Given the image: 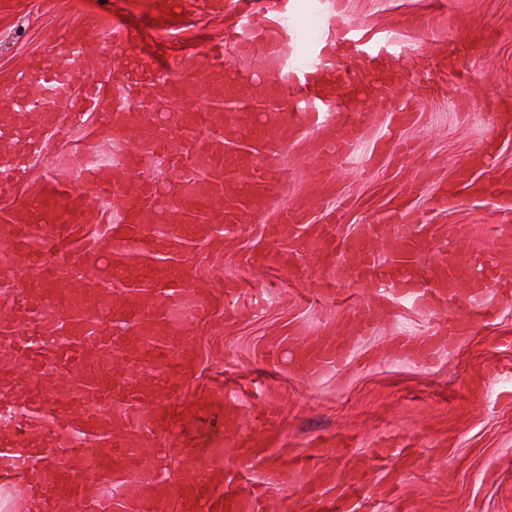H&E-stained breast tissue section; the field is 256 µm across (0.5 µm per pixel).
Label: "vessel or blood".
Listing matches in <instances>:
<instances>
[{
  "mask_svg": "<svg viewBox=\"0 0 512 512\" xmlns=\"http://www.w3.org/2000/svg\"><path fill=\"white\" fill-rule=\"evenodd\" d=\"M293 13L292 0L247 10L223 38L203 49L197 63L186 53L165 60L132 53L130 66L115 81L93 69L88 45L113 37L130 51L133 35L116 12L101 8L81 30L53 40L46 55L0 87L15 111L42 114L47 130L41 136L25 120L0 122V140L16 146L14 156L0 158V195L18 196L14 205L0 209V234L9 242L0 251V475L22 483L38 471L45 481L39 499H24L19 512H167L173 500L181 512H265L270 490L297 487L316 471L322 449L269 464L259 445L245 440L236 450L240 470L260 474L250 490L228 475L219 496L204 481L179 488L160 482L153 493L136 494L143 463L156 448L202 464L223 447L230 402L224 384L178 411L170 410L167 398L185 373L183 352L192 324L215 303L236 312L243 302L238 281L228 278L223 292L202 290L186 313L162 305L196 277L182 259L188 246L201 240L208 249H221L224 239L216 224L263 214L271 168L304 135L318 136L327 167L355 164L364 124L352 103L362 96L391 98L394 77L404 74L410 90L388 112L370 151L374 158L385 155L393 132L409 126L418 103L438 93L447 67L465 66L486 39L443 44L421 64L412 55L419 41L413 19L395 30H378L341 21L337 0H316L321 28L306 39ZM359 61L367 67L361 76L353 70ZM87 68L93 80L87 96L109 142L124 150L123 163L102 160L99 138L88 137L71 155L83 189L51 174L29 182V161L43 156L46 138L69 137L57 113L78 104L60 99L58 87ZM144 83L157 86L154 103L136 97ZM189 87L208 88L235 106V121L218 125L212 113L195 111L178 113L176 124L160 123L155 102L182 97ZM284 90L294 98L290 111L280 112L276 101ZM159 155L169 162L182 205L154 236L145 227L155 223L164 189L143 177L141 165ZM495 156L492 141H484L449 181L427 195L429 213L488 194L511 198V179L474 175L475 169H489ZM98 199L108 200L125 219L103 239L89 230ZM392 216V210H380L347 238L355 268L314 278L312 299L332 298L345 280L362 299L351 328L301 345L295 361L301 376L318 377L344 364L393 300L407 299L418 310L443 315V340L420 345L425 359L452 348L460 330L512 305V277L502 276L499 262L512 251V233L499 235L496 253L483 257L476 276L452 259L427 265L431 245L420 232L398 236L391 261H381L379 242L389 233ZM110 323L124 331L117 350L106 332ZM118 357L132 370L155 367L156 379L131 392L112 377ZM117 411L143 420L144 437L127 434L113 418ZM59 448L69 449L68 462L56 457ZM89 448L99 454L87 466ZM116 488L126 489L124 499L114 498Z\"/></svg>",
  "mask_w": 512,
  "mask_h": 512,
  "instance_id": "b4317fda",
  "label": "vessel or blood"
}]
</instances>
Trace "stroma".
<instances>
[{
	"label": "stroma",
	"instance_id": "stroma-1",
	"mask_svg": "<svg viewBox=\"0 0 512 512\" xmlns=\"http://www.w3.org/2000/svg\"><path fill=\"white\" fill-rule=\"evenodd\" d=\"M252 2L224 0L221 14L163 21L143 0H14L0 7V75L45 54L50 38L77 29L81 15L106 3L130 30L140 31L144 47L165 56L176 47L204 49ZM342 9L351 20L379 27L415 17L429 47L466 32L487 36L488 44L472 62L479 80L418 107L414 124L398 136L399 143L411 146L410 154L396 151L375 167L329 172L309 136L283 159V172L273 176L269 190L272 207L304 203L313 183L331 184L333 194L322 197L309 217L325 223V211L339 194L355 202V210L334 227L339 241L376 207L404 193L417 168L430 169L434 181L449 179L456 163L491 133L492 100L512 89V0H342ZM501 224L512 225V200L484 196L449 209L427 229L433 252L465 262L495 250ZM230 230L223 253L193 246L184 259L201 283L215 288L233 277L244 287L263 289L265 304L255 315H232L218 306L208 320L193 324V373L171 403L190 401L225 378L241 388L240 423L224 429L229 439H236L240 427L256 429L272 460L309 451L321 439L345 442L305 488L271 490L269 512H301L307 497L340 494L353 470L362 471L369 486H391V497L376 502L375 512H512V308L462 331L453 351L425 363L418 345L439 331L441 321L396 301L345 366L318 378L302 377L270 361L271 339L288 335L300 344L317 334L335 335L359 297L346 283L333 299H306L303 280L285 266L273 263L260 271L247 259L293 250L304 253L310 274L351 262L352 256L340 244L325 253L306 250L304 238L289 236L279 224H234ZM382 442L409 445L410 454L385 463L376 455Z\"/></svg>",
	"mask_w": 512,
	"mask_h": 512
}]
</instances>
